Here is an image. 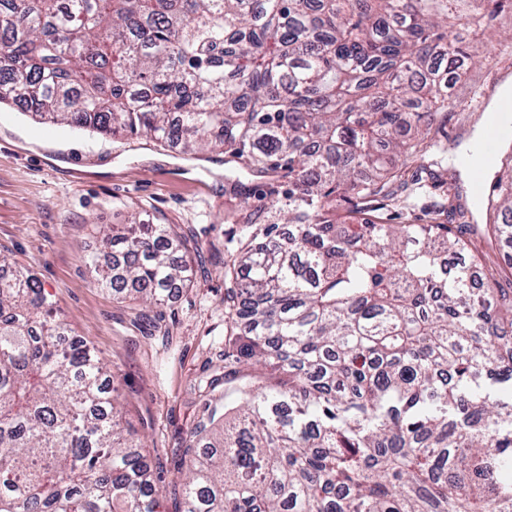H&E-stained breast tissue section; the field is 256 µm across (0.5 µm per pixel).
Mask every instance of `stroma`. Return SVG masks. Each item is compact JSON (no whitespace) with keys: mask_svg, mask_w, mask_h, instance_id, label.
<instances>
[{"mask_svg":"<svg viewBox=\"0 0 512 512\" xmlns=\"http://www.w3.org/2000/svg\"><path fill=\"white\" fill-rule=\"evenodd\" d=\"M461 36L472 65L452 89L455 108L439 122L437 136L447 140L448 152L435 155L427 169L403 171L419 185L418 206L430 205L433 182L445 181L481 224L485 217L474 209L456 158L503 82L512 80V48L487 65L475 29ZM143 209L174 225L188 244L187 286L159 309L152 329L140 321L139 306L113 298L85 264L99 249L98 225L127 223ZM241 212L239 201L224 194L221 162L186 161L152 141L40 123L19 104L0 107V253L33 270L74 335L111 372L122 424L146 445L161 512L183 510L173 490L174 464L207 415L196 383L224 371L230 333L224 264L239 246Z\"/></svg>","mask_w":512,"mask_h":512,"instance_id":"1","label":"stroma"}]
</instances>
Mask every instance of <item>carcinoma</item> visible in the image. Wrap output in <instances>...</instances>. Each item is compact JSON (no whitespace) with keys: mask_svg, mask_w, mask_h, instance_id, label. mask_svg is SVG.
<instances>
[{"mask_svg":"<svg viewBox=\"0 0 512 512\" xmlns=\"http://www.w3.org/2000/svg\"><path fill=\"white\" fill-rule=\"evenodd\" d=\"M482 0H0V103L54 124L222 155L224 194L267 188L224 275L237 336L224 410L188 444L184 512H512V288L453 228L387 224L393 158L420 168ZM483 233L512 240V158ZM345 205L356 224L338 222ZM453 215L460 224L441 223ZM116 298L186 286L150 217L102 230ZM107 369L0 255V512H154L151 466Z\"/></svg>","mask_w":512,"mask_h":512,"instance_id":"obj_1","label":"carcinoma"}]
</instances>
